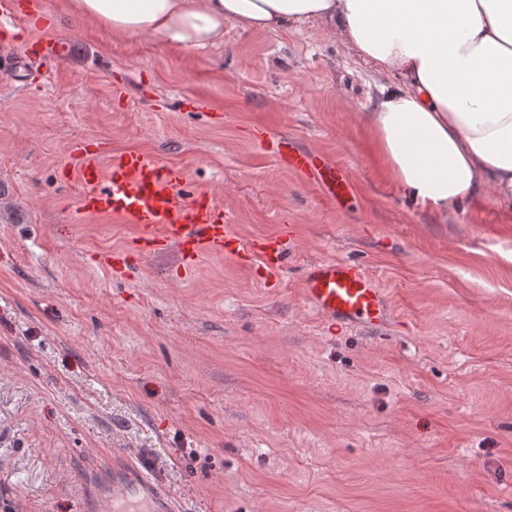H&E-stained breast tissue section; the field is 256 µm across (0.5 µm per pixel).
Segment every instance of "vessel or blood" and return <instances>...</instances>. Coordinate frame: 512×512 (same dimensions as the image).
<instances>
[{"mask_svg": "<svg viewBox=\"0 0 512 512\" xmlns=\"http://www.w3.org/2000/svg\"><path fill=\"white\" fill-rule=\"evenodd\" d=\"M70 45L34 38L31 55L57 60ZM269 147L283 169L312 177L332 201L346 193L344 175L336 164L315 151L299 149L292 140H270ZM83 187L78 198L80 217L109 216L135 225L134 247L140 256L173 249L183 272L192 271L207 257L232 259L252 278L276 286L288 261L286 234L242 239L222 205L209 193L184 197L180 169L165 166L137 150H125L108 159L84 151L76 169ZM302 294L310 308L331 322L376 326L387 313V297L362 264L322 259L309 265ZM92 512H181L176 500L156 477L128 466L113 467L111 480L91 493Z\"/></svg>", "mask_w": 512, "mask_h": 512, "instance_id": "obj_1", "label": "vessel or blood"}]
</instances>
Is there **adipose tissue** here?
<instances>
[{
	"label": "adipose tissue",
	"instance_id": "adipose-tissue-1",
	"mask_svg": "<svg viewBox=\"0 0 512 512\" xmlns=\"http://www.w3.org/2000/svg\"><path fill=\"white\" fill-rule=\"evenodd\" d=\"M117 40L194 52L225 25H330L383 77L366 125L387 173L440 210L485 188L512 203V0H68Z\"/></svg>",
	"mask_w": 512,
	"mask_h": 512
}]
</instances>
